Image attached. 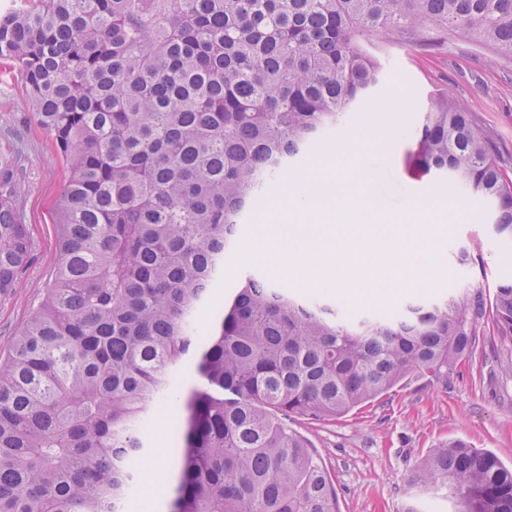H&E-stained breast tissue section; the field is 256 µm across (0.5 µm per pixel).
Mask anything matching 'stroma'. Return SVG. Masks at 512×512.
<instances>
[{
  "label": "stroma",
  "instance_id": "obj_1",
  "mask_svg": "<svg viewBox=\"0 0 512 512\" xmlns=\"http://www.w3.org/2000/svg\"><path fill=\"white\" fill-rule=\"evenodd\" d=\"M365 49L381 63L382 78L368 105L349 112L328 135V142L358 130L380 127L389 110L402 120L388 155L353 148L366 170L380 206L401 212L399 225L417 220L443 226L445 272L429 288L401 292L382 309L393 312L414 301H435L462 291L492 302L498 284L512 279V243L498 238L486 202L461 195L442 177L410 178L404 157L409 133L417 126L431 95L447 93L463 103L489 136L500 166L512 174V60L459 33L432 29L423 42L364 39ZM17 150L21 180L17 210L27 224L32 255L13 291L0 295V358L42 303L57 263L55 208L66 168L41 132L26 101L19 73L0 74V149ZM471 255L459 264L460 251ZM332 477L337 512H459L444 490L410 492L408 480L419 463L441 444L464 440L512 465V338L497 333L487 307L475 324L472 348L447 380L410 376L366 407L333 420H299Z\"/></svg>",
  "mask_w": 512,
  "mask_h": 512
}]
</instances>
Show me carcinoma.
I'll list each match as a JSON object with an SVG mask.
<instances>
[{
	"label": "carcinoma",
	"instance_id": "cac0c4a2",
	"mask_svg": "<svg viewBox=\"0 0 512 512\" xmlns=\"http://www.w3.org/2000/svg\"><path fill=\"white\" fill-rule=\"evenodd\" d=\"M27 2L0 16V69L22 75L67 179L54 278L0 361V512H125L148 412L173 399L184 453L167 512H336L290 422L335 419L413 374L448 380L479 297L349 322L249 276L203 340L198 317L255 197L378 84L360 39L439 27L512 59V0ZM405 169L491 203L512 239V177L462 103L430 97ZM18 183L0 150L1 295L31 257ZM492 315L512 337V281ZM409 485L512 512V466L461 440Z\"/></svg>",
	"mask_w": 512,
	"mask_h": 512
}]
</instances>
